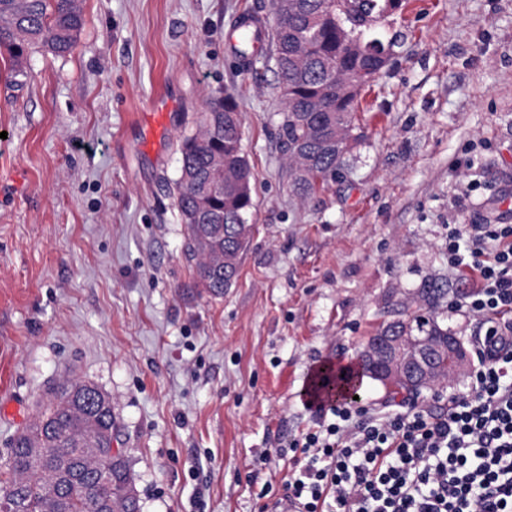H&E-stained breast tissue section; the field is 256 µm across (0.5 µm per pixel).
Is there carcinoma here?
<instances>
[{
    "label": "carcinoma",
    "instance_id": "carcinoma-1",
    "mask_svg": "<svg viewBox=\"0 0 512 512\" xmlns=\"http://www.w3.org/2000/svg\"><path fill=\"white\" fill-rule=\"evenodd\" d=\"M84 0H0V47L8 51L7 88L31 78L33 52L71 53L85 24ZM400 0H274L276 64L283 136L293 193L308 197L343 171L363 134L352 123L362 88L386 64L384 45L364 22ZM242 118L227 95L182 138L176 203L187 229L186 257L199 283L221 298L236 281L254 233L252 172L242 149ZM91 382L62 377L13 440L0 470V512H139L128 459L110 451L118 438L109 399Z\"/></svg>",
    "mask_w": 512,
    "mask_h": 512
}]
</instances>
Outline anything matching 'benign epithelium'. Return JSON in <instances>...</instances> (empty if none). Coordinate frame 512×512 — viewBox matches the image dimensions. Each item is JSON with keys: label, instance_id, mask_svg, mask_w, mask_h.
I'll return each instance as SVG.
<instances>
[{"label": "benign epithelium", "instance_id": "obj_1", "mask_svg": "<svg viewBox=\"0 0 512 512\" xmlns=\"http://www.w3.org/2000/svg\"><path fill=\"white\" fill-rule=\"evenodd\" d=\"M355 366L389 388L412 383L429 389L460 380L471 370L463 340L452 330L400 317L384 322L366 339Z\"/></svg>", "mask_w": 512, "mask_h": 512}]
</instances>
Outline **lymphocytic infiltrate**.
I'll return each mask as SVG.
<instances>
[{
    "label": "lymphocytic infiltrate",
    "instance_id": "obj_1",
    "mask_svg": "<svg viewBox=\"0 0 512 512\" xmlns=\"http://www.w3.org/2000/svg\"><path fill=\"white\" fill-rule=\"evenodd\" d=\"M448 258L480 273L470 312L512 314L511 224L457 225ZM478 344L479 368L442 412L318 408L316 429L292 444L306 462L284 502L296 512H512V325L489 323Z\"/></svg>",
    "mask_w": 512,
    "mask_h": 512
}]
</instances>
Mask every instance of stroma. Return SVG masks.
I'll list each match as a JSON object with an SVG mask.
<instances>
[{"instance_id": "35a3bbf8", "label": "stroma", "mask_w": 512, "mask_h": 512, "mask_svg": "<svg viewBox=\"0 0 512 512\" xmlns=\"http://www.w3.org/2000/svg\"><path fill=\"white\" fill-rule=\"evenodd\" d=\"M75 50L0 81V463L45 391L73 373L112 399L141 512H264L313 427L305 389L353 364L386 320L435 315L476 350V271L448 261L456 224L512 225V0H402L353 114L363 139L299 199L282 137L272 35L234 50L273 0H85ZM235 94L255 231L224 297L196 283L175 203L180 139ZM168 95V121L147 112ZM462 382L377 415L447 404Z\"/></svg>"}]
</instances>
